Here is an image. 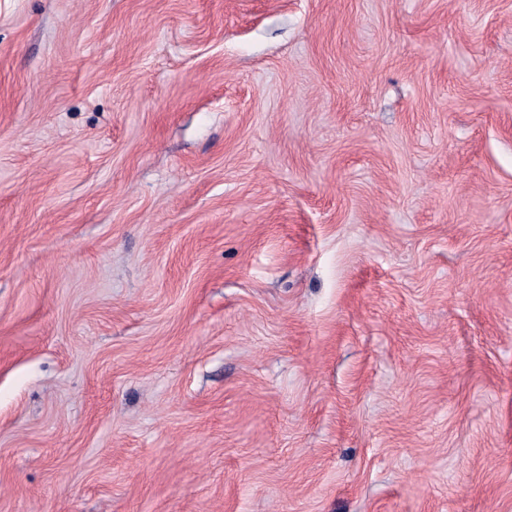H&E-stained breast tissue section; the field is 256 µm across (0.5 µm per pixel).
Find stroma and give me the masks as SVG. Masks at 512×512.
<instances>
[{
	"instance_id": "obj_1",
	"label": "stroma",
	"mask_w": 512,
	"mask_h": 512,
	"mask_svg": "<svg viewBox=\"0 0 512 512\" xmlns=\"http://www.w3.org/2000/svg\"><path fill=\"white\" fill-rule=\"evenodd\" d=\"M0 512H512V0H0Z\"/></svg>"
}]
</instances>
